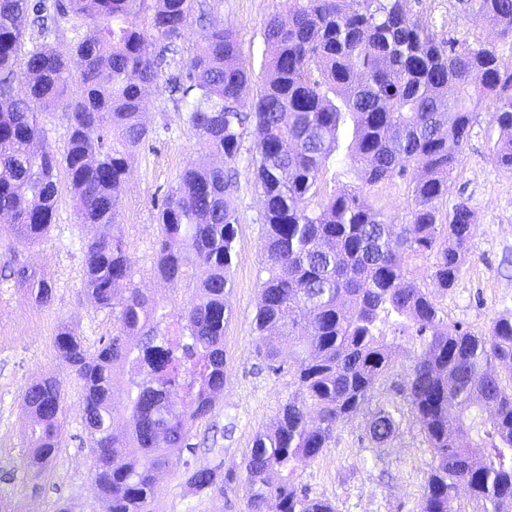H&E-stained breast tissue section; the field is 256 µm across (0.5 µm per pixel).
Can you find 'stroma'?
I'll list each match as a JSON object with an SVG mask.
<instances>
[{"instance_id":"stroma-1","label":"stroma","mask_w":512,"mask_h":512,"mask_svg":"<svg viewBox=\"0 0 512 512\" xmlns=\"http://www.w3.org/2000/svg\"><path fill=\"white\" fill-rule=\"evenodd\" d=\"M289 7L290 0H224L213 15L214 23L238 35L241 58L251 75L245 100L255 97L267 73L264 25L271 16L288 17ZM408 9L414 17L427 20L440 37L470 42L494 38L482 20H461L456 0H408ZM160 105L155 98L144 104L155 133L130 162L116 206L117 231L134 264V287L175 314L193 301L194 294L188 287L166 284L153 270L160 235L157 204L188 164L206 160L207 155L184 125L180 111L164 112ZM252 147V135H245L239 155L230 163L237 177L238 224L228 294L231 317L224 329V394L212 413L195 424V452L183 453L181 462L161 477L153 512H247L239 485H231L222 496L199 495L187 484L185 471L201 467L240 471L256 433L269 427L279 407L297 392L287 371L292 358L284 357L285 369L276 373L267 369L257 352L255 315L265 277V229ZM345 186L362 187L369 204L394 223L405 222L411 203L405 179L363 187L359 170L340 150L323 170L319 187L326 196ZM448 197L467 199L477 224L455 287L436 286L430 260H412L409 271L430 292L449 327L481 331L495 315L512 312V174L495 163L485 120H478L472 130ZM95 232V227L78 222L65 185L60 188L55 222L42 240L16 247L9 230L0 231V263L17 256L53 288L51 304L40 306L27 288L0 279V512H7L6 503L17 498L32 501L39 512H55L61 500L71 512L104 510L91 488L82 382L54 346L55 335L64 324L75 327L92 350L117 331L114 313L96 307L84 293L82 243ZM48 375L61 385L64 428L55 458L36 475L27 467L22 394L33 381ZM369 416L365 408L340 425L337 443L299 469L296 482L309 496L332 501L337 512H417L430 461L427 445L418 428L405 423L387 445L373 447L362 439Z\"/></svg>"}]
</instances>
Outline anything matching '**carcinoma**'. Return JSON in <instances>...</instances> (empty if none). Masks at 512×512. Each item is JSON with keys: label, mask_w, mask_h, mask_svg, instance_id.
Instances as JSON below:
<instances>
[{"label": "carcinoma", "mask_w": 512, "mask_h": 512, "mask_svg": "<svg viewBox=\"0 0 512 512\" xmlns=\"http://www.w3.org/2000/svg\"><path fill=\"white\" fill-rule=\"evenodd\" d=\"M221 2L0 0V215L17 242L43 238L63 173L79 223L115 226L129 161L154 132L142 112L152 96L186 108L184 125L228 160L253 127L268 273L255 328L276 372L280 351L265 345V333L288 343L298 392L254 438L242 482L247 512H267L271 500L276 512H336L299 489L296 472L388 381L396 351L387 326L414 331L421 349L399 388L402 402L377 407L365 438L381 446L404 420L418 426L431 452L418 512H456L462 488L479 512H512V312L480 333L450 331L408 271L410 259L429 254L437 287L447 290L461 275L474 213L463 200L442 205L487 103L491 154L512 173V58L495 42L438 38L406 0H291L288 22L265 23L270 77L248 104L237 35L211 21ZM457 2L463 19L486 21L512 44V0ZM191 22L200 40L186 59L180 39ZM62 102L67 138L58 158L42 147L40 116ZM348 120L354 136L345 158L361 169L363 185L410 176L406 223L368 204L360 188L310 207ZM234 188L224 167L191 164L158 207L155 273L195 288V301L177 315L132 287L121 236L82 244L86 292L98 307L118 310L119 331L91 353L63 325L55 346L83 383L91 483L105 512H152L159 477L183 450H195L193 424L224 391ZM6 269L18 284L37 283L36 302L50 304L46 280L11 261ZM130 336L139 342L129 345ZM118 366L128 368L130 385L117 401ZM23 403L29 467L38 475L58 449L61 387L45 377L24 390ZM122 419L132 423L125 437L114 432ZM186 474L197 492L224 494L220 469Z\"/></svg>", "instance_id": "carcinoma-1"}]
</instances>
